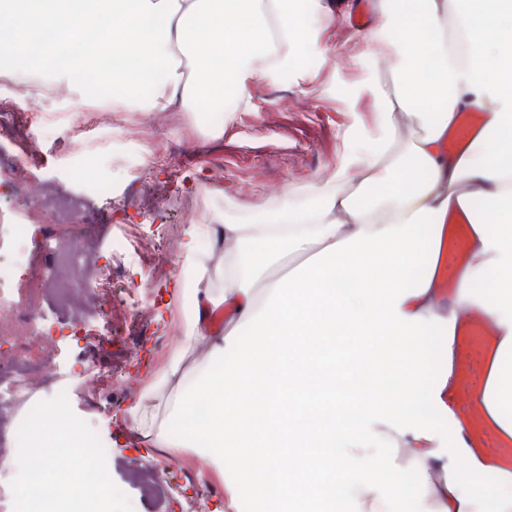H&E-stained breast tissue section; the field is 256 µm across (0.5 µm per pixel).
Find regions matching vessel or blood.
Instances as JSON below:
<instances>
[{
  "mask_svg": "<svg viewBox=\"0 0 512 512\" xmlns=\"http://www.w3.org/2000/svg\"><path fill=\"white\" fill-rule=\"evenodd\" d=\"M481 120L480 112L463 113L445 142L446 148L454 151L461 147L478 128ZM467 237L466 227L462 224L452 227L445 236L440 264L441 287L450 285L459 265L468 259L470 249ZM492 342L493 332L485 320L473 313L463 316L454 359L458 388L453 395L452 405L465 426L471 447L496 455L505 442L484 418V407L479 400L483 385L481 365Z\"/></svg>",
  "mask_w": 512,
  "mask_h": 512,
  "instance_id": "obj_1",
  "label": "vessel or blood"
}]
</instances>
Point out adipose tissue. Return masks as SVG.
<instances>
[{
	"mask_svg": "<svg viewBox=\"0 0 512 512\" xmlns=\"http://www.w3.org/2000/svg\"><path fill=\"white\" fill-rule=\"evenodd\" d=\"M383 0L391 46L417 41L431 81L377 87L380 133L352 152L332 182L300 189L246 223L233 213L194 225L183 244L193 273L192 306L183 313V342L149 390L129 407L132 430L158 448L192 449L227 473L229 498L253 493L252 512H512V469L469 448L464 427L449 417L448 435L397 402L388 381L417 390L428 374L422 324H434L443 368L430 390L440 401L452 380L456 311L472 308L495 329L487 415L512 439V0ZM0 49L16 62L46 59L56 81L70 82L87 61L121 56L110 84L149 86L158 112L203 106L224 109V90L245 97L306 44L289 0H0ZM222 67H214V57ZM440 100L426 112L422 98ZM480 110L481 129L446 155L441 138L460 113ZM414 117L417 136L400 142L395 115ZM480 199L492 219L475 222ZM451 219L470 223L471 257L447 309L436 305L440 243ZM264 251L255 252L254 242ZM230 244L224 292L211 286L207 251ZM425 265L405 277L417 246ZM495 281L493 296L475 292ZM225 307L223 332L209 316ZM249 332L241 342L240 332ZM203 360L187 366L198 345ZM209 404L195 435L171 430L198 398ZM402 449L418 474L406 485L383 466Z\"/></svg>",
	"mask_w": 512,
	"mask_h": 512,
	"instance_id": "obj_1",
	"label": "adipose tissue"
}]
</instances>
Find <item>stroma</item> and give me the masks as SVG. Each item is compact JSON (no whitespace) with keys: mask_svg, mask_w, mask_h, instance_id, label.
I'll return each instance as SVG.
<instances>
[{"mask_svg":"<svg viewBox=\"0 0 512 512\" xmlns=\"http://www.w3.org/2000/svg\"><path fill=\"white\" fill-rule=\"evenodd\" d=\"M385 30L381 23L309 26L300 62L249 83L248 105L231 102L220 117L180 113L178 125L165 133L179 148L171 166L143 170L139 154L155 132L143 124L140 110H128L126 119L135 134L118 145H102L91 128L83 140L61 143L58 126L82 121L85 109L110 101L106 94L92 97L82 84L68 85L58 98L35 95L20 103L12 135L0 144V153L25 162L27 185L40 195L72 197L83 236L104 256L126 224L157 239L174 223L188 234L179 201L203 183L210 187L208 216L230 209L246 222L274 202L277 193L324 180L343 168L357 176V168L344 163L352 142L379 132L377 83L415 70L418 60L417 44H410L408 52L397 51ZM33 139L41 144L36 156L28 149ZM80 158L94 178L106 183L104 194L89 195L87 187L70 178L69 168ZM147 180L168 185L165 210H153L143 187ZM124 281L129 296L152 307L154 334L141 336L132 329L127 296L116 295L88 306L80 320L81 335L58 338L51 352L52 366L68 375L72 409L96 433L107 455L106 474L117 492L109 512H251L249 491L229 501L224 477L192 449L148 448L131 435H114V425L165 368L175 348L163 342V332L182 323L181 305L170 299L181 283L172 264L150 252L138 253ZM146 463H162L172 471L169 487L151 497L143 491L146 477L140 467Z\"/></svg>","mask_w":512,"mask_h":512,"instance_id":"obj_1","label":"stroma"}]
</instances>
